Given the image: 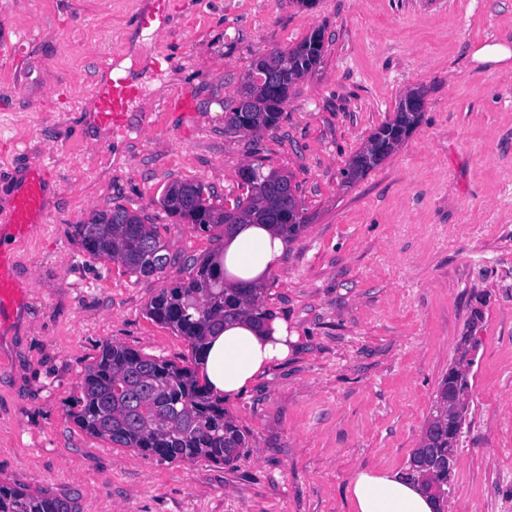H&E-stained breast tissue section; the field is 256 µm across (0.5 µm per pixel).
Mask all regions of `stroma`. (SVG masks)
<instances>
[{"mask_svg": "<svg viewBox=\"0 0 512 512\" xmlns=\"http://www.w3.org/2000/svg\"><path fill=\"white\" fill-rule=\"evenodd\" d=\"M0 0V218L18 177L47 167L48 207L12 245L19 307L0 327V483L79 512H351L361 470L404 471L441 376L481 307L469 415L447 512L512 506V0ZM324 34L279 129H224L252 59ZM138 94L120 127L87 103L122 59ZM413 88L420 124L361 179L344 171ZM287 171L305 223L263 305L297 336L225 410L249 436L233 465L165 461L81 430L69 414L102 346L195 367L149 318L217 243L159 204L175 182L214 205L242 166ZM121 205L157 225L171 261L141 276L86 253L74 226ZM512 59V43L495 42L482 46L473 54L480 64H502Z\"/></svg>", "mask_w": 512, "mask_h": 512, "instance_id": "35a3bbf8", "label": "stroma"}]
</instances>
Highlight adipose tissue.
Wrapping results in <instances>:
<instances>
[{
	"instance_id": "1",
	"label": "adipose tissue",
	"mask_w": 512,
	"mask_h": 512,
	"mask_svg": "<svg viewBox=\"0 0 512 512\" xmlns=\"http://www.w3.org/2000/svg\"><path fill=\"white\" fill-rule=\"evenodd\" d=\"M286 244L276 232L256 224L234 226L224 239L215 268L237 278L266 280L284 254ZM294 342L287 325L272 319L258 327L240 320L208 337L199 353L202 377L215 395L238 397L261 375L287 359ZM348 492L353 512H433L430 498L398 475L360 471Z\"/></svg>"
}]
</instances>
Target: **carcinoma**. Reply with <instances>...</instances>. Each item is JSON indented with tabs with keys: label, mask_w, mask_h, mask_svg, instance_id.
<instances>
[{
	"label": "carcinoma",
	"mask_w": 512,
	"mask_h": 512,
	"mask_svg": "<svg viewBox=\"0 0 512 512\" xmlns=\"http://www.w3.org/2000/svg\"><path fill=\"white\" fill-rule=\"evenodd\" d=\"M322 54L323 35L315 29L290 48L284 64L270 53L254 58L250 69L273 71L272 89L229 108L224 116L226 128L252 137L277 129L289 90L320 63ZM420 119L421 113L397 106L394 118L351 160L347 180H358L389 158ZM253 168L260 178L249 179L245 170H240L244 192L229 207L214 206L202 186L193 183L170 186L160 205L206 233L220 227L226 234L234 224H269L286 242H292L303 227V208L291 179L260 162ZM74 232L89 255L116 261L130 273L149 276L168 264L156 226L123 206L92 213L74 226ZM218 252L216 248L191 259L189 277L153 298L147 308L151 319L169 326L196 349L211 331L227 322L245 317L263 324L271 317L262 305L264 289L231 286L215 275ZM477 348L475 338L471 344L459 346V357L438 382L420 443L404 474L407 480L424 486H441L442 494L434 498L436 512H445L448 483L456 466V459L448 457V397L469 401ZM69 412L91 435L166 460L204 458L230 465L249 447L247 433L224 411V402L209 393L196 371L113 343L105 344L85 370L80 396ZM0 512H77V507L48 489L32 493L17 484H0Z\"/></svg>",
	"instance_id": "obj_1"
}]
</instances>
